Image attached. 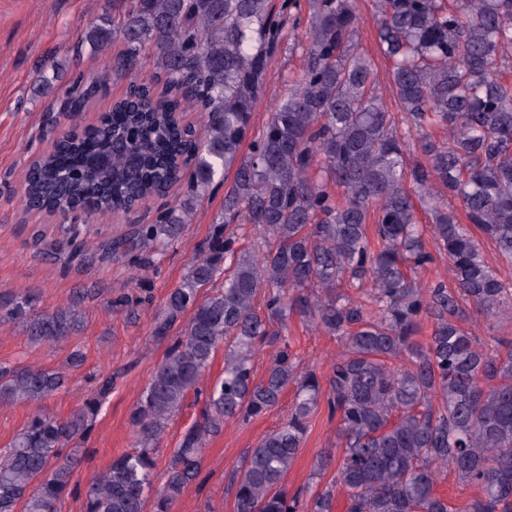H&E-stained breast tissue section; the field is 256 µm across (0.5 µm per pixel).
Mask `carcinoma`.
<instances>
[{"label": "carcinoma", "mask_w": 512, "mask_h": 512, "mask_svg": "<svg viewBox=\"0 0 512 512\" xmlns=\"http://www.w3.org/2000/svg\"><path fill=\"white\" fill-rule=\"evenodd\" d=\"M373 4L400 114L388 109L376 68L357 49L354 0H307L303 69L288 77L286 96L255 133L252 114L283 19L301 11L300 0H112L88 30L94 53L122 38L114 76L132 75L154 50V71L132 87L160 86L176 107L116 102L112 120L32 162L23 206L80 204L106 215L148 201L177 160L170 112L183 102L205 122L181 196L153 223L132 225L120 245L132 242L144 264L158 265L215 176L233 178L222 220L155 322L154 336L170 344L132 414L137 448L85 488L84 512H145L160 434L220 348L224 377L171 453L154 512H169L197 481L206 437L224 420L266 412L290 385L296 397L287 422L244 460L236 512H304L303 494L288 495L284 482L323 396L338 417V443L320 453L316 468L333 466L335 475L309 512H334L337 488L345 512H454L436 492L449 470L482 493L468 512H512V352L500 355L512 342H483L461 326L469 305L486 317L512 307V285L477 238L512 261V0ZM430 128L447 138L422 141L420 156L410 158L407 136ZM101 155L110 165L86 179ZM419 203L434 214L452 289L417 280L433 262ZM244 224L264 240L238 246L231 226ZM362 280L373 286L372 315L342 291ZM208 288L213 293L201 296ZM35 300L31 292L0 295V310L25 317ZM291 313L346 340L325 393L316 372H298L286 343L257 374L256 352ZM424 317L433 329L421 345L413 336ZM180 321L181 334L169 336ZM79 322L74 307H60L32 318L28 331L54 341ZM64 384L58 372L0 365V403L43 400ZM111 392L109 375L70 418L37 413L28 421L0 461V512H57L75 462L65 444L88 434Z\"/></svg>", "instance_id": "carcinoma-1"}]
</instances>
